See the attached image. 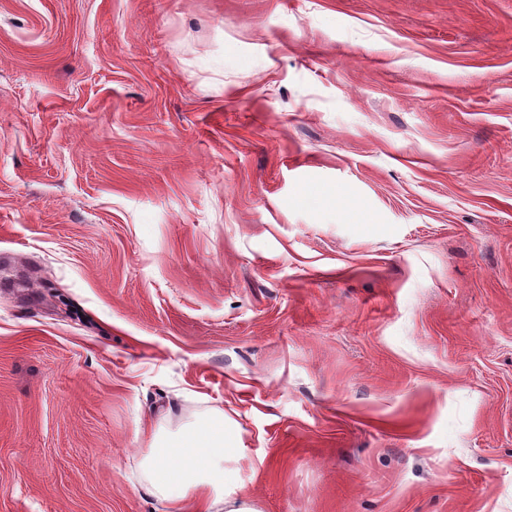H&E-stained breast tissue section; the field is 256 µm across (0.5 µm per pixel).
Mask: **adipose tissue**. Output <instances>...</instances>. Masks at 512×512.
I'll return each mask as SVG.
<instances>
[{"label": "adipose tissue", "instance_id": "obj_1", "mask_svg": "<svg viewBox=\"0 0 512 512\" xmlns=\"http://www.w3.org/2000/svg\"><path fill=\"white\" fill-rule=\"evenodd\" d=\"M242 454L232 421L204 415L177 434L154 435L142 449L144 489L164 512H263L238 480Z\"/></svg>", "mask_w": 512, "mask_h": 512}]
</instances>
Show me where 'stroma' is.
I'll return each instance as SVG.
<instances>
[{
	"label": "stroma",
	"mask_w": 512,
	"mask_h": 512,
	"mask_svg": "<svg viewBox=\"0 0 512 512\" xmlns=\"http://www.w3.org/2000/svg\"><path fill=\"white\" fill-rule=\"evenodd\" d=\"M208 411L264 512H512V0H0V512Z\"/></svg>",
	"instance_id": "1"
}]
</instances>
